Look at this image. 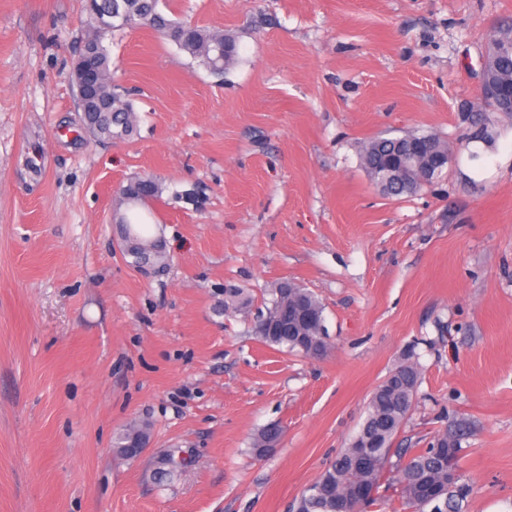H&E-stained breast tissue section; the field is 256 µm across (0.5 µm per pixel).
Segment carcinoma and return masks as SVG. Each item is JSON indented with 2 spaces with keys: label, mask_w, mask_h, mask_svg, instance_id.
Masks as SVG:
<instances>
[{
  "label": "carcinoma",
  "mask_w": 512,
  "mask_h": 512,
  "mask_svg": "<svg viewBox=\"0 0 512 512\" xmlns=\"http://www.w3.org/2000/svg\"><path fill=\"white\" fill-rule=\"evenodd\" d=\"M81 34L77 53L92 47L93 61L106 76L100 95L112 101L107 112L88 115L87 133L97 141L126 139L138 126L139 116L129 94L118 91L112 77V57L107 41L115 32L128 28L147 27L163 39L174 42L203 66L210 75L222 80L238 61L235 38L198 26L168 18L159 9V0H91L82 2ZM497 79L502 85H512V23L505 21L497 30ZM414 141H428L435 152L448 153V145L438 137L407 133L396 138H375L361 150L362 164L372 181L385 174L390 159L398 155L401 167L387 196L398 198L413 194L411 183L424 179L430 183L442 175V170L427 171L424 158L407 152ZM128 194L121 195L128 214L123 217L128 253L138 267H161L167 254L161 241L151 235V212L148 203L160 188L151 176L139 177ZM249 300L239 288L224 289V310L244 311ZM325 307L310 289L292 281L282 280L264 302V311L256 317L255 333L271 347L287 352L309 355V343L323 342L331 348L325 326ZM421 366L409 353L405 362L392 370L372 391L366 417L358 433L336 459L296 500L294 512H374L386 504L380 488L392 491L409 512H465L464 506L474 492L473 485L463 477L457 466L459 452L456 436L445 432L418 452L396 448L394 442L409 421L417 400ZM149 436L145 425H132L117 438L116 453L134 458L142 449L137 435ZM280 429L267 426L253 441L259 453L279 440ZM367 448L369 461L362 467L354 465L361 448Z\"/></svg>",
  "instance_id": "1"
}]
</instances>
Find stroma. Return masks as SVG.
Masks as SVG:
<instances>
[{
    "mask_svg": "<svg viewBox=\"0 0 512 512\" xmlns=\"http://www.w3.org/2000/svg\"><path fill=\"white\" fill-rule=\"evenodd\" d=\"M161 9L235 37L239 60L220 81L150 29L116 33L141 121L98 143L75 136L77 0H0V512H290L411 351L397 446L459 430L466 512H512V114L479 90L512 0ZM411 132L449 161L391 198L361 148ZM145 175L163 270L135 266L117 222ZM284 278L323 302L327 356L225 313L224 286L258 301ZM133 423L149 444L125 460ZM146 425H132L125 429L117 438L116 441V453L118 456L123 458H134L138 456L146 446L142 444L141 448H136V444L140 443L138 435H144L149 437V431ZM134 433H138L134 436Z\"/></svg>",
    "mask_w": 512,
    "mask_h": 512,
    "instance_id": "35a3bbf8",
    "label": "stroma"
}]
</instances>
